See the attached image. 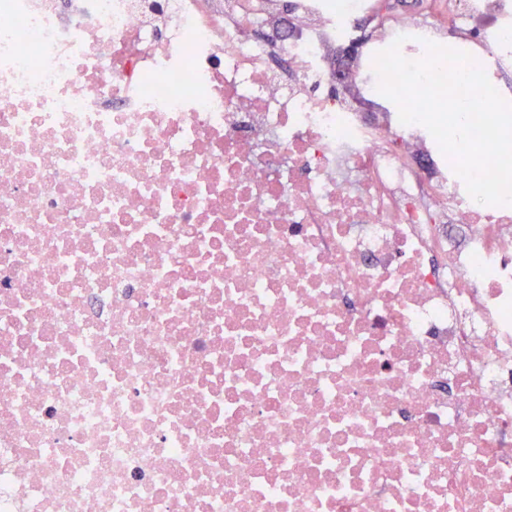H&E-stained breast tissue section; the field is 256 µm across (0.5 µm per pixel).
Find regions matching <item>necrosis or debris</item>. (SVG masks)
Instances as JSON below:
<instances>
[{
  "instance_id": "1",
  "label": "necrosis or debris",
  "mask_w": 512,
  "mask_h": 512,
  "mask_svg": "<svg viewBox=\"0 0 512 512\" xmlns=\"http://www.w3.org/2000/svg\"><path fill=\"white\" fill-rule=\"evenodd\" d=\"M436 2L0 0V512H512V206L329 64Z\"/></svg>"
}]
</instances>
